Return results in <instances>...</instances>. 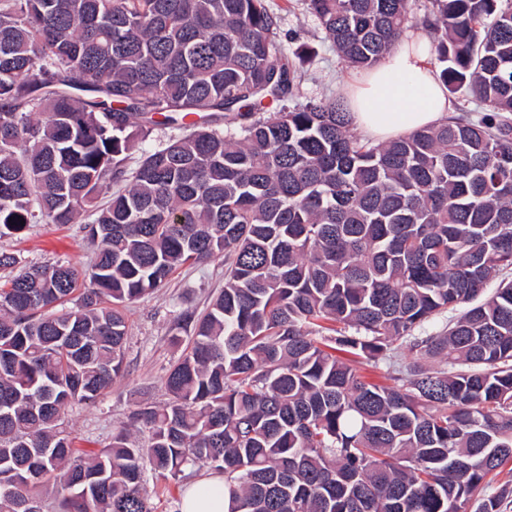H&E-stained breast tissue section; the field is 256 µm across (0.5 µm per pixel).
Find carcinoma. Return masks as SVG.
Returning <instances> with one entry per match:
<instances>
[{
  "instance_id": "1",
  "label": "carcinoma",
  "mask_w": 512,
  "mask_h": 512,
  "mask_svg": "<svg viewBox=\"0 0 512 512\" xmlns=\"http://www.w3.org/2000/svg\"><path fill=\"white\" fill-rule=\"evenodd\" d=\"M302 3L362 69L423 27L485 113L353 135L267 0H0V239L81 224L94 248L0 250V512H156L148 464L224 474L228 512H509L512 279L487 284L512 272V0ZM219 254L168 400L79 447L67 408L121 374L127 307Z\"/></svg>"
}]
</instances>
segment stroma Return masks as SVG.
Instances as JSON below:
<instances>
[{
  "label": "stroma",
  "mask_w": 512,
  "mask_h": 512,
  "mask_svg": "<svg viewBox=\"0 0 512 512\" xmlns=\"http://www.w3.org/2000/svg\"><path fill=\"white\" fill-rule=\"evenodd\" d=\"M270 7L278 18L279 35L288 50H296L303 44L314 50L312 61L301 66L304 95H342V84L354 69L323 41L301 0H270ZM2 248L20 252L31 262H83L89 254L84 234L77 224H39L24 239L0 240ZM223 287L224 259L217 256L201 265L183 266L166 288L128 307L129 332L122 376L114 379L111 389L96 404L75 405L67 410L79 446L108 445L113 432L127 424L130 414L139 405L166 400L165 375L190 341L186 335L173 338L176 316L188 307L204 311ZM201 476V469L195 467L186 469L180 481L149 470L145 473V488L152 495L157 512H180L184 490Z\"/></svg>",
  "instance_id": "stroma-1"
}]
</instances>
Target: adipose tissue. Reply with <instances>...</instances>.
I'll list each match as a JSON object with an SVG mask.
<instances>
[{"label": "adipose tissue", "mask_w": 512, "mask_h": 512, "mask_svg": "<svg viewBox=\"0 0 512 512\" xmlns=\"http://www.w3.org/2000/svg\"><path fill=\"white\" fill-rule=\"evenodd\" d=\"M346 104L352 124L379 140L436 125L453 108L422 32L412 29L349 83ZM224 498L223 475L209 473L184 491L181 512H225Z\"/></svg>", "instance_id": "ef3b65f1"}]
</instances>
